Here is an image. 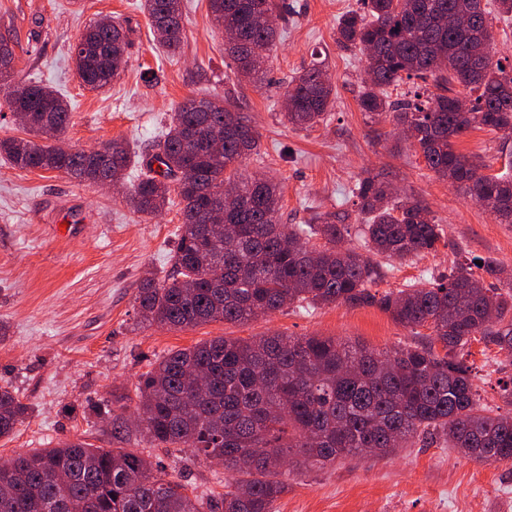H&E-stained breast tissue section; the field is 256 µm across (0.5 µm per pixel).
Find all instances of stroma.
I'll use <instances>...</instances> for the list:
<instances>
[{
	"label": "stroma",
	"mask_w": 512,
	"mask_h": 512,
	"mask_svg": "<svg viewBox=\"0 0 512 512\" xmlns=\"http://www.w3.org/2000/svg\"><path fill=\"white\" fill-rule=\"evenodd\" d=\"M282 2L267 80L257 89L233 87L235 65L224 55V33L212 22L208 0H182L184 45L175 55L158 46L142 0H0V39L16 57L14 85L39 79L68 101L71 120L62 139L70 147L119 138L148 152L185 99L220 98L234 89L260 134V154L240 174L266 173L281 182L284 223L343 213L346 239L357 243L349 191L369 173L423 200L443 230L441 241L413 261L383 266L375 291L427 282L458 260L512 270V224L498 223L438 179L390 120L361 112L365 63L357 50L336 44L338 17L360 0ZM103 18L129 27L130 45L120 76L92 90L76 73L74 46L86 26ZM315 59L323 61L336 97L324 123L298 129L282 120L283 94ZM456 149L496 173L508 153L502 132L487 128L465 133ZM180 224L178 207L147 216L113 189L55 171L21 170L0 157V388L30 407L14 432L0 438V462L78 439L143 455L195 494L215 496L224 491L223 465L136 436L113 440V392L135 396L140 375L157 359L217 336H322L377 352L429 340L428 329L404 328L379 308L344 304L291 306L246 323L183 330L143 325L135 303L139 282L169 271ZM465 362L482 404L511 413L502 387L512 383V358L475 339ZM276 512H512V462L482 463L441 441H419L385 458L365 454L293 472Z\"/></svg>",
	"instance_id": "stroma-1"
}]
</instances>
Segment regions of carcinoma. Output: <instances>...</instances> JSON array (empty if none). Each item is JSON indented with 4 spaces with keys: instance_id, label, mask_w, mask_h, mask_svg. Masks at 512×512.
<instances>
[{
    "instance_id": "obj_1",
    "label": "carcinoma",
    "mask_w": 512,
    "mask_h": 512,
    "mask_svg": "<svg viewBox=\"0 0 512 512\" xmlns=\"http://www.w3.org/2000/svg\"><path fill=\"white\" fill-rule=\"evenodd\" d=\"M208 2L214 23L234 35L224 54L236 65L237 82L264 84L277 0ZM361 2L336 25L337 44L365 58L361 111L391 118L438 178L512 224V176L486 174L487 164L454 148L471 129L512 133V68L474 57L479 44L491 45V11L512 16V0ZM141 8L159 45L180 51L182 0H144ZM129 32L101 21L84 30L75 58L85 86L101 90L120 75ZM13 62L7 41L0 40L1 80ZM325 75L324 64L315 62L288 83V124L312 128L326 120L336 93ZM411 79L434 90L390 99V87ZM454 84L466 96L454 92ZM461 98L469 103L464 111L456 107ZM5 103L26 114L33 135L0 139V155L15 166L93 183L129 178L131 152L123 140L61 149L70 109L53 88L17 86ZM259 146L258 130L230 91L222 99H187L170 116L129 194L143 214L161 212L173 193L183 203L172 271L162 282L147 276L137 288L141 323L183 329L244 323L291 305L375 306L404 327L431 329L442 352L430 344L374 353L333 338L279 334L220 336L174 350L141 377L134 425L124 416L128 397L112 394L121 409L112 414V432L222 458L224 470L236 474L224 495H191L141 455L75 441L0 464V512H274L286 491L283 477L294 469L366 450L384 456L437 437L485 463L512 461V416L480 404L464 361L476 337L512 358V287L489 288L468 263L457 261L424 287L372 291L380 264L364 252L401 263L436 249L441 229L428 207L367 175L351 191L361 216L359 245L344 246L346 216L339 213L320 214L312 224H282L278 183L238 176ZM216 204L224 210L222 233L208 224ZM314 238L325 240L324 247L310 245ZM196 376L205 378V388ZM27 413L26 404L0 388V438Z\"/></svg>"
}]
</instances>
